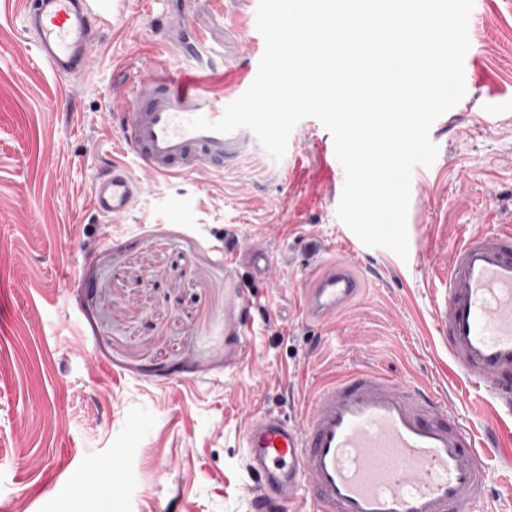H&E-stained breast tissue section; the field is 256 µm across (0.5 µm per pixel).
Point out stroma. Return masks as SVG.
<instances>
[{"mask_svg":"<svg viewBox=\"0 0 512 512\" xmlns=\"http://www.w3.org/2000/svg\"><path fill=\"white\" fill-rule=\"evenodd\" d=\"M74 81L36 57L18 0H0V512H248V410L299 419L310 395L370 362L447 395L483 439L508 416L455 369L431 334L439 277L464 234L512 220V0H478L464 97L433 124L432 165L410 186L409 251L365 246L339 219L345 174L320 151L314 117L282 158L265 148L218 175L152 177L135 207L103 225L94 174L124 154L118 113L141 61L171 56L166 8L127 0ZM227 99L254 80L265 43L250 0H221ZM271 259L259 283L216 242ZM352 255L365 281L350 317L303 321L295 289ZM252 299L247 336H228L227 299ZM487 512H512V458L484 451Z\"/></svg>","mask_w":512,"mask_h":512,"instance_id":"1","label":"stroma"}]
</instances>
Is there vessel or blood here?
<instances>
[{"instance_id":"vessel-or-blood-1","label":"vessel or blood","mask_w":512,"mask_h":512,"mask_svg":"<svg viewBox=\"0 0 512 512\" xmlns=\"http://www.w3.org/2000/svg\"><path fill=\"white\" fill-rule=\"evenodd\" d=\"M203 0H169L177 54L224 65L210 30L191 19ZM126 0H24L23 24L41 63L69 78L88 70L98 31L111 28ZM130 110L121 139L151 175L223 173L247 157L256 137L192 131L187 121H218L225 108L189 71L171 62L124 88ZM145 191L124 168L92 181L90 204L104 220L124 217ZM355 260L333 262L302 287V312L323 323L363 290ZM434 334L476 389L512 413V225L470 233L456 246L432 306ZM252 512H278L309 497L313 512H484L486 457L449 414L446 399L420 383L362 363L319 386L301 420L249 414L243 433Z\"/></svg>"}]
</instances>
